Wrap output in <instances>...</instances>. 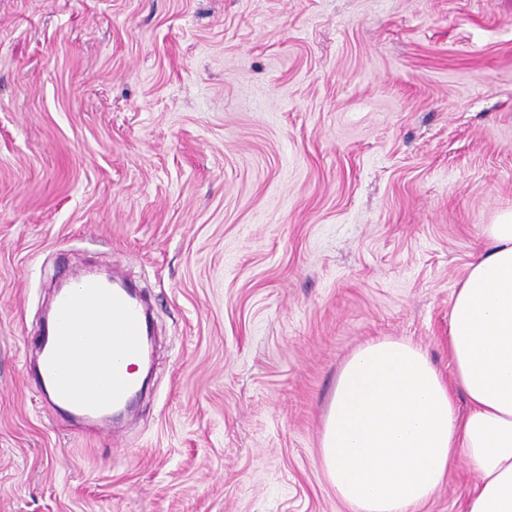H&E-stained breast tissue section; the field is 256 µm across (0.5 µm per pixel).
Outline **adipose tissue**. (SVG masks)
I'll list each match as a JSON object with an SVG mask.
<instances>
[{"label": "adipose tissue", "mask_w": 512, "mask_h": 512, "mask_svg": "<svg viewBox=\"0 0 512 512\" xmlns=\"http://www.w3.org/2000/svg\"><path fill=\"white\" fill-rule=\"evenodd\" d=\"M448 352L450 383L421 348L389 338L344 364L321 466L350 512H409L461 462L473 477L462 512H512V210L486 225L454 291Z\"/></svg>", "instance_id": "1"}]
</instances>
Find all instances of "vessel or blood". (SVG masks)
Returning a JSON list of instances; mask_svg holds the SVG:
<instances>
[{
	"label": "vessel or blood",
	"mask_w": 512,
	"mask_h": 512,
	"mask_svg": "<svg viewBox=\"0 0 512 512\" xmlns=\"http://www.w3.org/2000/svg\"><path fill=\"white\" fill-rule=\"evenodd\" d=\"M107 331L114 337L108 352L99 341ZM150 335L144 306L121 274L106 281L77 278L58 294L51 319L36 332L35 378L53 408L111 426L113 412L138 393V380L123 364L144 359Z\"/></svg>",
	"instance_id": "b4317fda"
}]
</instances>
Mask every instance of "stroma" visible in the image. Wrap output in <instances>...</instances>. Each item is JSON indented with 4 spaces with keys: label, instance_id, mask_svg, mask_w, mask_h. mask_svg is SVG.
<instances>
[{
    "label": "stroma",
    "instance_id": "stroma-1",
    "mask_svg": "<svg viewBox=\"0 0 512 512\" xmlns=\"http://www.w3.org/2000/svg\"><path fill=\"white\" fill-rule=\"evenodd\" d=\"M508 209L512 0H0V512H350L320 464L343 364L390 337L452 378ZM64 262L154 309L108 434L28 376Z\"/></svg>",
    "mask_w": 512,
    "mask_h": 512
}]
</instances>
